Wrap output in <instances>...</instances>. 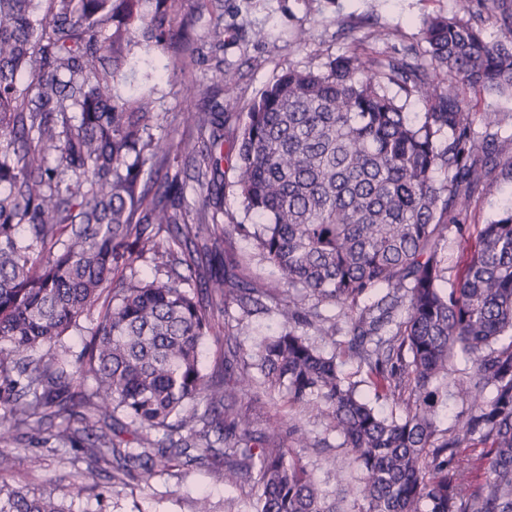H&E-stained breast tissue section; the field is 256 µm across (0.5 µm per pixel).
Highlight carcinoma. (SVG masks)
<instances>
[{"mask_svg": "<svg viewBox=\"0 0 512 512\" xmlns=\"http://www.w3.org/2000/svg\"><path fill=\"white\" fill-rule=\"evenodd\" d=\"M213 2L212 53L224 47L222 0ZM473 2L425 19L421 49L290 66L249 106L235 170L256 222L237 229L277 269L287 286L278 293L235 274L198 280L199 261L224 246L218 147L233 115L205 103L184 116L196 138L159 140L151 102L117 92L138 49L204 55L173 25L181 0H0V443L35 432L45 448H80L84 478L110 465L114 488L174 466L217 468L225 485L258 489L252 512H512L511 205L481 226L448 284V234L465 235L492 170L512 172L500 149L508 116L470 111L458 88L512 96V0H488V19L505 31L494 42ZM233 82L217 60L212 88ZM412 99L425 109L414 118ZM173 151L201 197L193 210L171 193ZM127 254L167 280L115 278ZM228 301L247 316L274 312L282 328L249 353L225 338L218 381L200 345ZM324 303L349 319L340 354L303 331L336 344ZM73 332L78 352L63 342ZM342 354L365 378L343 376ZM461 357L475 367L453 380L468 408L442 428L439 402ZM361 385L377 401L410 399L386 413ZM248 390L318 412L354 452L360 484L325 491L283 439L250 430L238 401ZM63 413L68 423L53 428ZM288 437L322 444L296 426ZM464 445L486 448L484 461L460 454ZM0 512L72 509L3 482Z\"/></svg>", "mask_w": 512, "mask_h": 512, "instance_id": "cac0c4a2", "label": "carcinoma"}]
</instances>
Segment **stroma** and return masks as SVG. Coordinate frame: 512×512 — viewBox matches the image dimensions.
Here are the masks:
<instances>
[{
	"mask_svg": "<svg viewBox=\"0 0 512 512\" xmlns=\"http://www.w3.org/2000/svg\"><path fill=\"white\" fill-rule=\"evenodd\" d=\"M454 0H224V68L238 76L232 92L219 93L218 102L225 111L243 112L288 66L321 70L352 44L384 55L420 46L424 18L449 14ZM180 52L157 51L142 59L133 75L120 85L124 95L149 97L159 115L154 137L181 136L183 114L190 106V89L210 86L211 62L198 63L188 76H159L163 65H181ZM236 135L234 125L224 128V232L226 243L222 258L213 259V271H226L241 277L259 278L278 286L275 269L255 258L252 241L238 234L236 227L248 223L241 199L234 186L233 169ZM512 202V172L495 170L478 187L471 199L466 221L470 226L464 237L448 240V277L456 279L476 242L481 224L487 223L507 203ZM250 407L252 427L266 430L278 426L287 431L300 425L310 436L326 437L324 448H299L295 454L316 474H324L328 459L347 466L351 453L340 445L337 434H324L321 417L299 415L285 404L281 394L241 396ZM12 459L8 470L0 471V481L27 489L49 490L58 499L71 504L74 512H91L94 498L73 497L82 481L83 462L73 455L55 456L40 443L31 442L9 448ZM211 495L213 512H251V500L240 492L225 488L221 473L205 469L176 470L154 477L149 483L136 481L121 488L113 498L112 512H193L200 491Z\"/></svg>",
	"mask_w": 512,
	"mask_h": 512,
	"instance_id": "35a3bbf8",
	"label": "stroma"
}]
</instances>
